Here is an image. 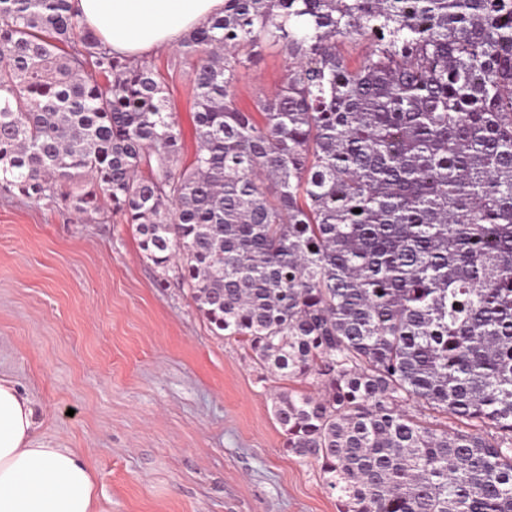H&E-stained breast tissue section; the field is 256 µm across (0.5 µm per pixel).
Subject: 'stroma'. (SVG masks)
Returning a JSON list of instances; mask_svg holds the SVG:
<instances>
[{
    "mask_svg": "<svg viewBox=\"0 0 512 512\" xmlns=\"http://www.w3.org/2000/svg\"><path fill=\"white\" fill-rule=\"evenodd\" d=\"M195 147L191 63L145 57ZM265 48L239 107L280 84ZM0 376L32 403L43 448H74L104 512H337L314 464L287 453L247 349L214 335L120 215L0 191Z\"/></svg>",
    "mask_w": 512,
    "mask_h": 512,
    "instance_id": "obj_1",
    "label": "stroma"
}]
</instances>
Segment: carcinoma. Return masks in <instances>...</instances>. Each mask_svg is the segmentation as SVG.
<instances>
[{
	"label": "carcinoma",
	"instance_id": "1",
	"mask_svg": "<svg viewBox=\"0 0 512 512\" xmlns=\"http://www.w3.org/2000/svg\"><path fill=\"white\" fill-rule=\"evenodd\" d=\"M267 46L281 83L243 110ZM179 52L188 164L150 65L71 0H0V188L132 225L276 381L338 512H512V0H224ZM285 63L279 47H266L254 63L241 70L235 89L239 107L253 110L257 95L274 91L281 82Z\"/></svg>",
	"mask_w": 512,
	"mask_h": 512
}]
</instances>
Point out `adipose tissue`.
Instances as JSON below:
<instances>
[{"label": "adipose tissue", "instance_id": "adipose-tissue-1", "mask_svg": "<svg viewBox=\"0 0 512 512\" xmlns=\"http://www.w3.org/2000/svg\"><path fill=\"white\" fill-rule=\"evenodd\" d=\"M86 25L114 53L138 58L177 45L223 13L224 0H76ZM34 410L0 377V512H96L95 473L73 448H37Z\"/></svg>", "mask_w": 512, "mask_h": 512}]
</instances>
